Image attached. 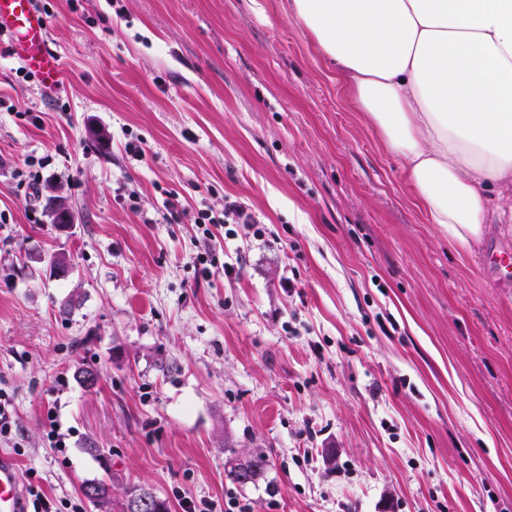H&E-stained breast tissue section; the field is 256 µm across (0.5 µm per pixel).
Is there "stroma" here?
<instances>
[{
    "label": "stroma",
    "mask_w": 512,
    "mask_h": 512,
    "mask_svg": "<svg viewBox=\"0 0 512 512\" xmlns=\"http://www.w3.org/2000/svg\"><path fill=\"white\" fill-rule=\"evenodd\" d=\"M42 3L55 96L0 42V454L23 483L57 512H101L93 479L170 512H512V287L482 265L512 223L469 251L429 223L288 0ZM228 201L254 225L204 236ZM255 450L263 476L231 482Z\"/></svg>",
    "instance_id": "35a3bbf8"
}]
</instances>
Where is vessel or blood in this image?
Listing matches in <instances>:
<instances>
[{"mask_svg":"<svg viewBox=\"0 0 512 512\" xmlns=\"http://www.w3.org/2000/svg\"><path fill=\"white\" fill-rule=\"evenodd\" d=\"M0 30L13 35L12 52L28 68L39 73L46 84L59 79V61L49 50L46 20L36 13L30 0H0ZM0 512H25V499L18 470L0 458Z\"/></svg>","mask_w":512,"mask_h":512,"instance_id":"obj_1","label":"vessel or blood"}]
</instances>
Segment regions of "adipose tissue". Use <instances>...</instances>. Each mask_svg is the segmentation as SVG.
I'll return each instance as SVG.
<instances>
[{"instance_id":"1","label":"adipose tissue","mask_w":512,"mask_h":512,"mask_svg":"<svg viewBox=\"0 0 512 512\" xmlns=\"http://www.w3.org/2000/svg\"><path fill=\"white\" fill-rule=\"evenodd\" d=\"M352 103L464 250L512 188V0H289Z\"/></svg>"}]
</instances>
